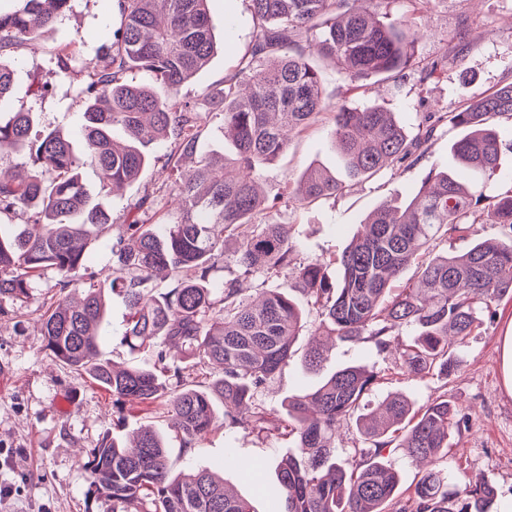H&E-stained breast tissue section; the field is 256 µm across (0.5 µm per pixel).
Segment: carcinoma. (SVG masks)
Returning <instances> with one entry per match:
<instances>
[{
    "label": "carcinoma",
    "instance_id": "carcinoma-1",
    "mask_svg": "<svg viewBox=\"0 0 512 512\" xmlns=\"http://www.w3.org/2000/svg\"><path fill=\"white\" fill-rule=\"evenodd\" d=\"M12 2V9H0V160L25 150L31 169L19 178L0 166V216H20L25 225L14 237L0 233V300L26 302L47 270L63 290L77 276L86 280L79 304L66 294L43 305L40 322L53 360L112 393L118 428L126 426L125 405L150 409L158 403L187 445L219 421L287 436L293 450L277 464L284 512H488L492 486L472 485L463 474L451 483L445 472L451 438L471 427L466 409L448 396L417 408L406 395L391 393L381 410H371L364 399L384 376L364 366L336 370L281 412L258 403L257 395L288 363L304 327L298 301L265 287L288 271L334 342L368 341L380 352L395 342L392 370L404 375L457 370L467 339L495 315L498 301L512 298V190L486 194L504 150L512 151L495 123L512 120V81L458 112L430 115L424 137L411 139L378 105L329 107L304 46L315 43L355 83L410 65L414 39L401 25L356 9L351 0H250L257 23L251 60L214 99L234 155L205 157L191 179L163 190L179 201L177 213L135 205L112 245V273L101 278L88 266L87 248L114 222L91 200L80 167L94 164L106 188L137 180L151 149L165 138L180 158L196 153L200 113L180 92L214 52L208 0H114V40L81 67V154L59 130L31 136L30 113L9 111L14 70L4 61L54 25L71 0ZM135 71L151 84L129 80ZM329 108L335 148L353 178L402 163L438 123L465 134L451 146L457 171H430L405 206L376 207L339 256L302 262L289 225L255 222L273 207L257 183L289 136ZM117 127L126 133L123 144L112 137ZM344 188L310 166L285 194L311 202ZM481 211L511 233L430 254L437 239L465 238ZM219 262L229 273L220 288L212 280ZM329 265L337 270L333 281ZM159 270L171 276L165 291L155 284ZM116 291L128 310L119 344L148 354L149 366L119 368L100 350L105 296ZM404 331L409 339L402 342ZM188 370L195 377L188 378ZM350 420L361 445L345 458L335 436ZM393 445L426 464L405 498L396 496L400 477L385 462L384 451ZM82 466L93 493L112 503V512H255L227 492L215 470L173 474L163 438L151 426L138 428L129 446L117 434L104 435Z\"/></svg>",
    "mask_w": 512,
    "mask_h": 512
}]
</instances>
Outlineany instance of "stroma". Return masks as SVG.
Here are the masks:
<instances>
[{"label": "stroma", "mask_w": 512, "mask_h": 512, "mask_svg": "<svg viewBox=\"0 0 512 512\" xmlns=\"http://www.w3.org/2000/svg\"><path fill=\"white\" fill-rule=\"evenodd\" d=\"M381 10L387 21L402 23L407 32L415 34L411 65L399 74L362 79L353 89L336 62L316 59L327 102L384 106L413 137L427 125L429 113L459 111L493 92L502 81H512V0H386ZM209 13L216 50L208 65L181 90L183 98L208 115L199 133L202 155L223 151L225 144L219 119L210 115L209 95L249 59L254 39L249 0H210ZM115 24L111 0H71L69 10L52 29L12 52V110L31 112L34 130L57 127L73 141H80L83 81L79 73L59 69L56 51L73 41L82 57H93L104 49L103 32ZM432 65L436 74L425 77L424 69ZM43 85L48 94L34 96V88ZM460 134V129L450 125L438 126L419 159L410 158L400 166L350 181L342 194L333 197L309 203L282 201L286 182L297 181L309 164L326 167L341 179L346 176L333 146L332 119L320 114L265 168L261 187L276 205L258 219L290 225L301 260L341 253L374 207L394 199L410 200L430 171L450 168L449 146ZM169 152V145H158L140 178L109 194L101 191L96 169L84 164L85 184L94 200L111 210L114 220L109 234L90 247L94 267L111 268L112 240L134 203L153 200L159 187L193 169L194 159L173 163ZM57 280L55 272L46 271L34 281L25 303L0 301V374L8 377L0 383V486L11 489L8 497L0 499V512H106L105 504L91 491L82 458L112 429V397L88 378L53 364L48 356L38 315L43 304L57 294ZM107 305L102 350L119 365L139 364V357L118 343L127 313L122 297L109 295ZM304 319L289 363L258 395L267 407L281 409L289 398L310 392L325 375L341 367L366 365L381 371L395 362V352H378L370 343H344L329 350L322 371L306 370L304 357L319 318L308 306ZM511 325L512 300L505 299L497 306L495 320L469 339L454 375L418 378L399 374L367 397L375 405L387 394L402 392L422 405L445 394L469 407L472 426L454 437L449 457L470 481L495 487L489 512H512V392L503 384L501 343ZM150 424L164 433L173 470L211 468L222 465L228 456L255 462L258 477L254 480L224 468L226 486L248 499L255 512H282L276 465L288 452L287 439L220 425L187 447L168 432L163 418L151 419Z\"/></svg>", "instance_id": "obj_1"}]
</instances>
